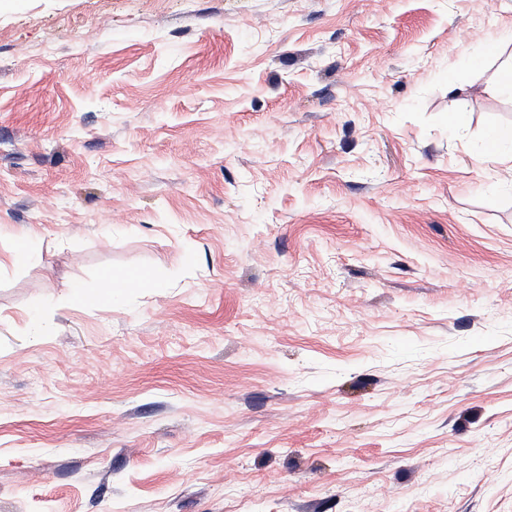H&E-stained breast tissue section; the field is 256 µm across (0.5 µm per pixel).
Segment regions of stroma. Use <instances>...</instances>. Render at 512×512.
Returning <instances> with one entry per match:
<instances>
[{"label":"stroma","instance_id":"stroma-1","mask_svg":"<svg viewBox=\"0 0 512 512\" xmlns=\"http://www.w3.org/2000/svg\"><path fill=\"white\" fill-rule=\"evenodd\" d=\"M511 63L512 0H0V512H512Z\"/></svg>","mask_w":512,"mask_h":512}]
</instances>
